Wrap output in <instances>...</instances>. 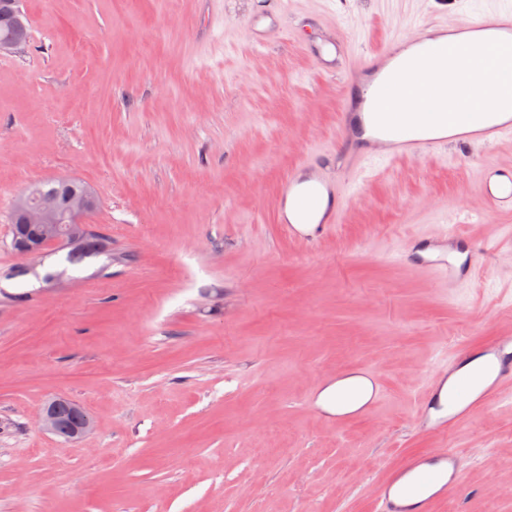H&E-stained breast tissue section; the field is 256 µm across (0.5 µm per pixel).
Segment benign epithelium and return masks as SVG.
Masks as SVG:
<instances>
[{
	"label": "benign epithelium",
	"mask_w": 512,
	"mask_h": 512,
	"mask_svg": "<svg viewBox=\"0 0 512 512\" xmlns=\"http://www.w3.org/2000/svg\"><path fill=\"white\" fill-rule=\"evenodd\" d=\"M92 210V198L85 194L63 204L55 196H36L19 201L17 211L22 213L21 228L33 231L17 238L13 250L17 256L28 258L34 254L39 243L73 244L83 232V217ZM68 403L66 398L48 401L40 410L39 425L53 435L59 434V405ZM75 424L69 431L67 441L76 442L85 438L92 430V419L76 403L72 406Z\"/></svg>",
	"instance_id": "obj_1"
}]
</instances>
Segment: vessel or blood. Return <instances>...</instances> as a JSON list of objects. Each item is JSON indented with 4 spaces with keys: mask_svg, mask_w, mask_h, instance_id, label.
<instances>
[{
    "mask_svg": "<svg viewBox=\"0 0 512 512\" xmlns=\"http://www.w3.org/2000/svg\"><path fill=\"white\" fill-rule=\"evenodd\" d=\"M285 18L281 0H262L255 12L249 36L258 45L279 28ZM320 35L305 43V51L317 70L326 76L342 75L345 94L340 114L339 137L362 134L366 146L352 154L331 149L326 157L309 156L298 169L284 177L277 189L274 213L282 231L293 238L315 244L345 213L346 191L321 165H349L359 172L373 159L414 158L440 153L450 144L460 146L490 145L502 138H512V118L504 119L497 107L498 90L467 94L445 100L442 88L432 79L418 82L420 73L438 72L449 58L462 56L466 69L459 74L461 85L472 86L483 71L486 59L477 52L476 41L462 40L463 25L431 22L365 54L356 52L351 40L315 19ZM476 28L484 41L498 48H512V9L486 13ZM408 90L415 100V110L402 117L384 111L388 97ZM479 193L487 213L512 212V168L485 165L480 169ZM454 245L466 246V258L455 262L442 250L438 239H415L405 258L416 268L439 282L454 288L470 280L474 271L475 251L466 245L465 236L453 233ZM478 355L491 358L494 381L483 390H475L465 369ZM448 370L455 374L454 395L448 406L440 404L439 385L429 386L422 397L419 413L421 427L444 437L472 416L487 409L494 398L512 388V337H502L474 347L455 349L449 356ZM465 469L463 455L453 448H438L413 455L403 463L387 468L374 504L375 512H435L437 502L460 490Z\"/></svg>",
    "mask_w": 512,
    "mask_h": 512,
    "instance_id": "vessel-or-blood-1",
    "label": "vessel or blood"
}]
</instances>
